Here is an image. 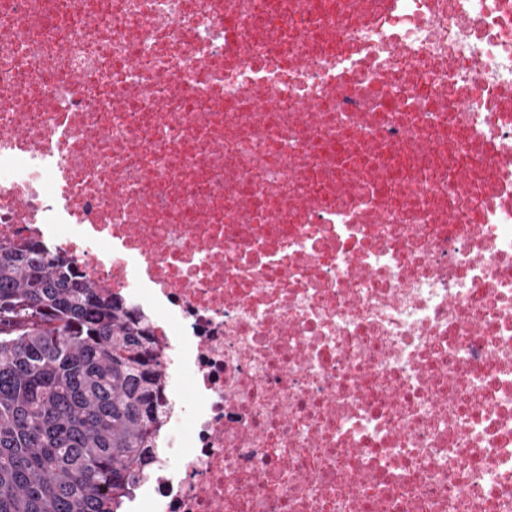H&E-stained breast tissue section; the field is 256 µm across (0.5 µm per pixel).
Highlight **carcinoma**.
Returning <instances> with one entry per match:
<instances>
[{
    "mask_svg": "<svg viewBox=\"0 0 512 512\" xmlns=\"http://www.w3.org/2000/svg\"><path fill=\"white\" fill-rule=\"evenodd\" d=\"M163 382L141 312L47 243L0 242V512H122Z\"/></svg>",
    "mask_w": 512,
    "mask_h": 512,
    "instance_id": "obj_1",
    "label": "carcinoma"
}]
</instances>
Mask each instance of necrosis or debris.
<instances>
[{
	"instance_id": "4bbe7bcc",
	"label": "necrosis or debris",
	"mask_w": 512,
	"mask_h": 512,
	"mask_svg": "<svg viewBox=\"0 0 512 512\" xmlns=\"http://www.w3.org/2000/svg\"><path fill=\"white\" fill-rule=\"evenodd\" d=\"M152 316L134 512H512V0H0V241Z\"/></svg>"
}]
</instances>
